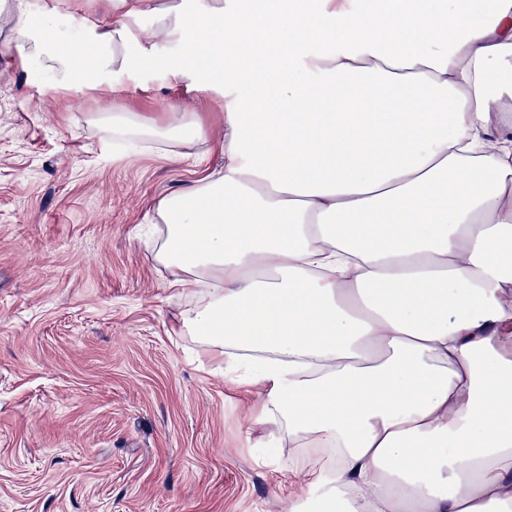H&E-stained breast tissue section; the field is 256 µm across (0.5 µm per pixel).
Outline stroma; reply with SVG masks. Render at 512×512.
<instances>
[{
    "mask_svg": "<svg viewBox=\"0 0 512 512\" xmlns=\"http://www.w3.org/2000/svg\"><path fill=\"white\" fill-rule=\"evenodd\" d=\"M0 12V512H284L288 447L181 324L149 247L161 198L222 161L224 91L155 67L100 86L47 82L9 56ZM85 99L75 109L74 97ZM206 132L171 160L117 150L102 115Z\"/></svg>",
    "mask_w": 512,
    "mask_h": 512,
    "instance_id": "1",
    "label": "stroma"
}]
</instances>
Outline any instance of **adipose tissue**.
Wrapping results in <instances>:
<instances>
[{"instance_id": "adipose-tissue-1", "label": "adipose tissue", "mask_w": 512, "mask_h": 512, "mask_svg": "<svg viewBox=\"0 0 512 512\" xmlns=\"http://www.w3.org/2000/svg\"><path fill=\"white\" fill-rule=\"evenodd\" d=\"M94 68L14 0L13 60L103 83L156 62L223 87L224 166L161 198L155 258L184 328L260 366L259 410L330 512H512V0H108ZM268 94L261 95L257 86ZM112 135L200 139L115 112ZM324 456L313 463L310 451Z\"/></svg>"}]
</instances>
